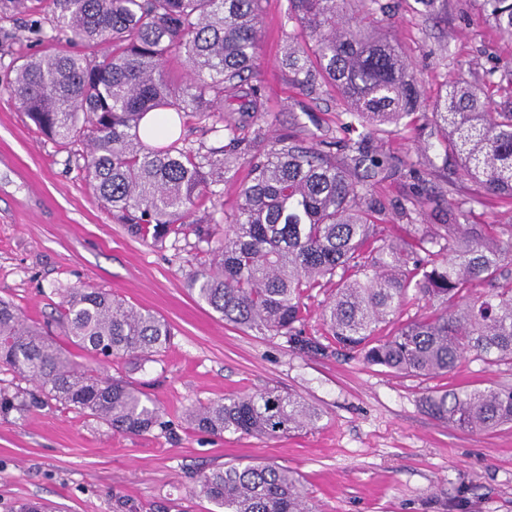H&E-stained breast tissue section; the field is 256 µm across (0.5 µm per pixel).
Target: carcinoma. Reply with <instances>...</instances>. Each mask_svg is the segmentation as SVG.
<instances>
[{"label":"carcinoma","instance_id":"obj_1","mask_svg":"<svg viewBox=\"0 0 512 512\" xmlns=\"http://www.w3.org/2000/svg\"><path fill=\"white\" fill-rule=\"evenodd\" d=\"M287 0L285 22L309 46L290 43L281 64L307 94L333 86L358 123L359 138L268 140L265 111L249 80L260 67L261 0H50V28L31 39L54 45L15 59L10 94L36 129L83 160L93 196L112 219L153 240L193 232L213 263L188 275L198 300L224 322L282 336L304 353L326 350L301 329L306 293L327 284L336 295L322 311L339 348L369 365L430 377L454 370L468 354L512 364V224H470L478 200L449 203L448 223L407 239H387L379 224L392 209L417 228L427 198L392 203L375 191L390 158L372 148L381 126L397 128L421 107V91L400 42L383 27L389 0ZM479 19L512 44V0H477ZM108 45L98 53L95 48ZM181 62L176 83L168 66ZM237 108H232V105ZM151 113L161 117L146 127ZM194 121L215 139L175 136V119ZM422 148L461 160L462 177L512 201V100L491 108L464 79L434 106ZM239 203L224 208V182L241 168ZM208 202L210 206L200 209ZM58 325L74 348L97 360L147 359L166 348L170 325L99 288L59 286ZM410 299L441 308L388 323ZM0 367L33 390L0 389V416L20 417L55 401L112 430L142 435L161 427V411L122 378L79 368L68 349L29 325L0 299ZM435 419L469 432L512 423V389L495 384L425 398ZM193 428L276 438L313 428L321 412L268 388L192 407ZM200 494L218 512H312L296 473L272 463L230 465L204 475Z\"/></svg>","mask_w":512,"mask_h":512}]
</instances>
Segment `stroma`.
<instances>
[{
  "label": "stroma",
  "instance_id": "35a3bbf8",
  "mask_svg": "<svg viewBox=\"0 0 512 512\" xmlns=\"http://www.w3.org/2000/svg\"><path fill=\"white\" fill-rule=\"evenodd\" d=\"M390 29L417 74L426 103L463 77L496 103L511 93L489 85L488 71L512 70V44L492 35L472 0H444L432 15L418 0H394ZM0 19V298L39 327L56 329L58 285L102 288L168 321L174 336L155 360L116 359L102 373L138 387L161 410L165 430L134 436L54 405L23 418L0 417V512L31 499L51 512H212L197 493L201 476L227 464L270 461L295 471L315 512H442L440 492L464 490L468 512H512V424L462 432L428 415L424 396L494 383L512 387V365L461 360L448 374L414 377L371 366L343 350L322 325L333 286L305 297L304 332L328 348L301 355L285 338L225 324L187 286L208 265L206 249L167 237L163 244L116 223L88 192L78 161L35 128L8 87L16 53L42 52L30 24L48 17L49 0ZM261 66L253 76L267 109L269 135L333 137L343 142L345 105L329 87L306 94L281 65L293 34L286 0H263ZM430 128L423 116L377 132L373 146L394 166L377 186L391 201L424 189L425 221L442 224L452 198L473 197L474 224H512V205L461 181L456 161L434 172L420 163ZM276 388L319 408L315 428L278 439L191 429L188 408Z\"/></svg>",
  "mask_w": 512,
  "mask_h": 512
}]
</instances>
